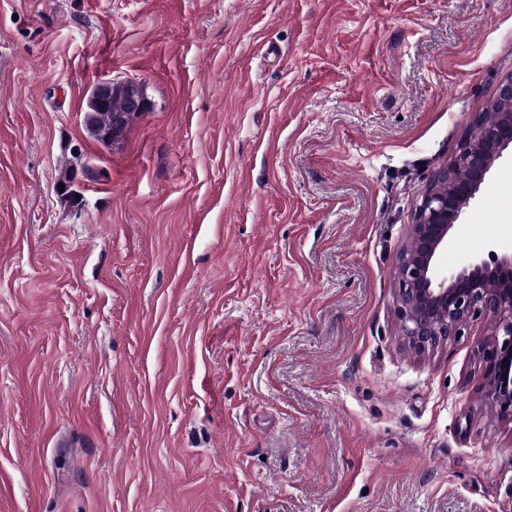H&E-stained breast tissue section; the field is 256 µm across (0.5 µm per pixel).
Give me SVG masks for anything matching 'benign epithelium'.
Segmentation results:
<instances>
[{
	"mask_svg": "<svg viewBox=\"0 0 512 512\" xmlns=\"http://www.w3.org/2000/svg\"><path fill=\"white\" fill-rule=\"evenodd\" d=\"M112 80L93 88L87 101L85 123L103 105ZM129 107L148 110L143 87L131 82L126 88ZM512 145V109L480 126L476 141H462L451 164L466 176L451 186L448 169H441L414 212L408 247L400 254L397 269V315L404 339L414 351L430 353L461 335L465 323L486 316L494 323V338L485 345L479 360L488 385L484 395L495 412L512 420V256L489 251L458 271H443L438 256L448 246V237L464 207L485 182L493 164Z\"/></svg>",
	"mask_w": 512,
	"mask_h": 512,
	"instance_id": "7a95c632",
	"label": "benign epithelium"
}]
</instances>
